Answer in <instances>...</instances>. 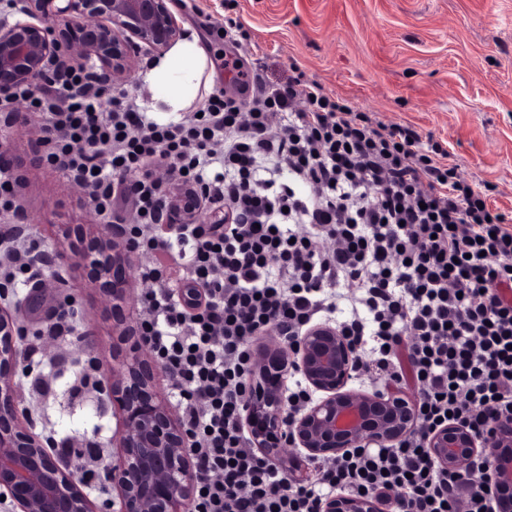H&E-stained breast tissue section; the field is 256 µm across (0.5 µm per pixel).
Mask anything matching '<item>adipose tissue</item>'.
Segmentation results:
<instances>
[{"label": "adipose tissue", "instance_id": "adipose-tissue-1", "mask_svg": "<svg viewBox=\"0 0 512 512\" xmlns=\"http://www.w3.org/2000/svg\"><path fill=\"white\" fill-rule=\"evenodd\" d=\"M209 59L197 38L180 40L140 75V90L160 121L177 119L197 98Z\"/></svg>", "mask_w": 512, "mask_h": 512}]
</instances>
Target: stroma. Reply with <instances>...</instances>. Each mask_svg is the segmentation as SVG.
Masks as SVG:
<instances>
[{"label": "stroma", "instance_id": "stroma-1", "mask_svg": "<svg viewBox=\"0 0 512 512\" xmlns=\"http://www.w3.org/2000/svg\"><path fill=\"white\" fill-rule=\"evenodd\" d=\"M251 39L239 44L211 37L199 19L178 15L196 33L224 79V61L257 64L271 81L299 66L362 112H381L438 141L469 180L488 194L494 211L512 216V0H235ZM15 132L12 173L28 185L21 203L43 248L57 241L60 224H88L95 216L85 196L43 163L46 148L28 129ZM59 293L75 298L74 332L61 346L69 360L50 394L34 397L17 374L20 407L32 430L74 437L73 465L84 445L102 446L110 460L118 440L111 404L97 386L112 371V307L72 268ZM97 368L85 370L84 354ZM88 376L91 392L74 398L70 385Z\"/></svg>", "mask_w": 512, "mask_h": 512}]
</instances>
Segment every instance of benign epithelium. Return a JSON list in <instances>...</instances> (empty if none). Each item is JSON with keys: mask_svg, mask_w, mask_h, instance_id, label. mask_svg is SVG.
Instances as JSON below:
<instances>
[{"mask_svg": "<svg viewBox=\"0 0 512 512\" xmlns=\"http://www.w3.org/2000/svg\"><path fill=\"white\" fill-rule=\"evenodd\" d=\"M10 6L16 20L0 22L1 95L48 76L49 63L67 56L91 62L90 73L108 93L113 81L135 68L142 48L162 51L182 38L169 0H10ZM200 197L189 185L168 194L162 232L225 223L224 213L205 211ZM60 232L59 243L74 251L88 285L112 301L121 345L112 382L102 388L119 422L117 458L103 481L117 492L119 512H190L199 475L188 434L157 388L158 365L124 314L135 250L115 224H65ZM24 336L17 316L0 306V497L14 512H110L112 500H92L73 464L48 451L19 416L13 377L24 362ZM260 356L248 381L245 422L252 447L266 457L281 459L296 448L316 461L364 444L390 447L415 424L405 393L351 386L356 349L333 325L314 324L291 347L271 343ZM290 368L313 393L299 414L288 412ZM488 445L498 457L492 476V490L502 491L498 512H512V422L492 423ZM428 450L441 468L460 471L482 450V440L451 422L433 431ZM320 512H383V502L374 495H332Z\"/></svg>", "mask_w": 512, "mask_h": 512, "instance_id": "7a95c632", "label": "benign epithelium"}]
</instances>
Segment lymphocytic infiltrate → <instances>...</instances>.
<instances>
[{
    "mask_svg": "<svg viewBox=\"0 0 512 512\" xmlns=\"http://www.w3.org/2000/svg\"><path fill=\"white\" fill-rule=\"evenodd\" d=\"M236 92L160 122L124 82L111 94L81 66L5 96L37 113L46 162L123 224L136 269L140 333L170 377L202 473L192 512H319L365 492L400 512H497L490 452L461 471L427 442L443 418L484 435L512 418V225L441 144L360 112L296 73L272 83L233 61ZM176 185L201 187L229 224L159 232ZM26 239L0 255V281L37 278ZM203 291L187 307L171 283ZM334 318L382 388L412 384L417 421L388 448L360 447L304 483L250 447L243 423L254 337L298 336Z\"/></svg>",
    "mask_w": 512,
    "mask_h": 512,
    "instance_id": "f902f5d3",
    "label": "lymphocytic infiltrate"
}]
</instances>
